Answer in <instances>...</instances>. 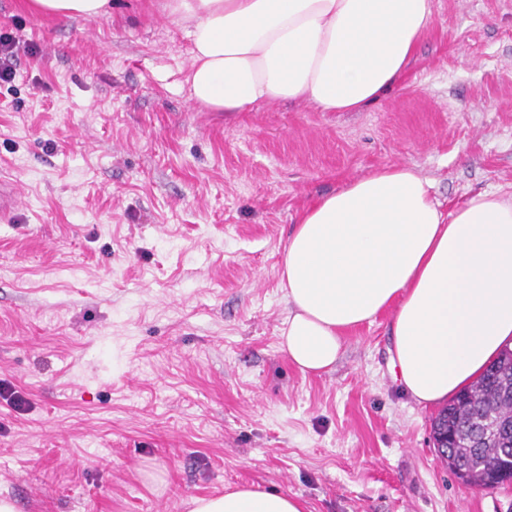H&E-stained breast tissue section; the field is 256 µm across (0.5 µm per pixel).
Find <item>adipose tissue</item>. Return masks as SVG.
<instances>
[{"label": "adipose tissue", "instance_id": "obj_1", "mask_svg": "<svg viewBox=\"0 0 512 512\" xmlns=\"http://www.w3.org/2000/svg\"><path fill=\"white\" fill-rule=\"evenodd\" d=\"M96 19L112 0H31ZM189 25L191 101L248 112L304 100L360 112L382 99L434 24L432 0H165ZM431 181L379 168L303 210L284 248L280 347L302 373L329 371L347 330L392 310L391 367L421 406L467 388L512 347V198L479 193L451 212ZM192 512H305L252 486L196 498Z\"/></svg>", "mask_w": 512, "mask_h": 512}]
</instances>
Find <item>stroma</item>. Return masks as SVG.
<instances>
[{"instance_id": "obj_1", "label": "stroma", "mask_w": 512, "mask_h": 512, "mask_svg": "<svg viewBox=\"0 0 512 512\" xmlns=\"http://www.w3.org/2000/svg\"><path fill=\"white\" fill-rule=\"evenodd\" d=\"M162 0L57 19L0 0V496L16 512H190L249 484L307 512H512L461 484L440 406L390 370V312L335 370L281 351L284 247L311 201L384 166L443 210L512 194V0H432L434 27L361 112L189 101L188 26Z\"/></svg>"}]
</instances>
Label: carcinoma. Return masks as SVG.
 I'll return each mask as SVG.
<instances>
[{
	"instance_id": "1",
	"label": "carcinoma",
	"mask_w": 512,
	"mask_h": 512,
	"mask_svg": "<svg viewBox=\"0 0 512 512\" xmlns=\"http://www.w3.org/2000/svg\"><path fill=\"white\" fill-rule=\"evenodd\" d=\"M436 422L446 424L452 437L450 469L466 470L479 488L512 482V349L450 400Z\"/></svg>"
}]
</instances>
